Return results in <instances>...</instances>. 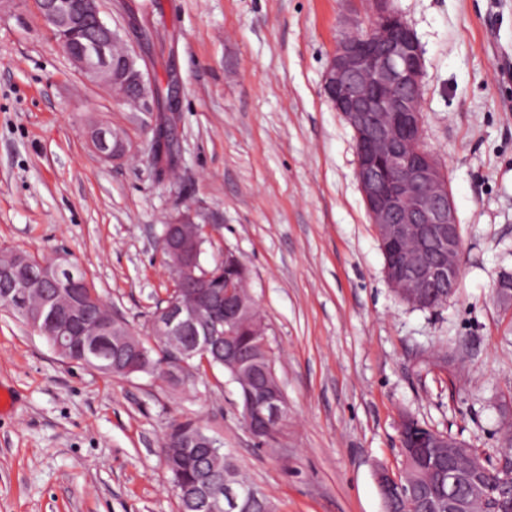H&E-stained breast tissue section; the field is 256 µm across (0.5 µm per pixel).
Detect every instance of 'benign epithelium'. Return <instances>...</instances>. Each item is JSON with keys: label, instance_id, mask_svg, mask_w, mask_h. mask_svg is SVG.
<instances>
[{"label": "benign epithelium", "instance_id": "obj_1", "mask_svg": "<svg viewBox=\"0 0 512 512\" xmlns=\"http://www.w3.org/2000/svg\"><path fill=\"white\" fill-rule=\"evenodd\" d=\"M104 0H35L40 19L74 68L88 80L104 85L127 101L148 102L158 87L141 69L135 52L125 45L120 29L103 17ZM373 11L368 35L354 30L341 38L322 77L324 95L344 116L354 133L357 163L355 179L378 240L387 252L386 279L402 300L414 307L427 305L428 297L441 303L447 295L438 292L457 287L461 251L460 224L445 171L421 146L423 54L413 29L391 7V0H370ZM164 112L154 116L152 141L165 159L175 135L174 111L177 86L168 82ZM89 146L103 161L122 158L128 144L118 133L100 125L91 129ZM208 240V225L195 221L190 211L181 212L164 225L159 246L168 256L172 285L165 303L148 320V333L133 343L120 339L125 320L112 311L100 315L86 304L87 279L75 265L61 257L47 272L23 256L0 264V299L8 309L28 316V327L40 334L44 319L59 329L66 341L56 353L72 361L73 338L92 331L114 334L118 344L131 348L135 359L147 356L155 339H181L191 333L182 353L202 356L224 343V365L235 370L250 362L256 350H243L236 339V324L244 303L242 284L224 282V290L207 289L210 273L200 262L202 245ZM27 265L25 281L17 283L12 266ZM499 303L512 307V280L496 283ZM249 397L243 419L256 440L276 433L288 420V401L280 382H271L268 370L235 376ZM412 417L404 415L398 425L403 458L413 452L431 458L453 480L457 472L474 471L480 463L473 451L450 434L432 433L415 441ZM380 495L391 502L401 478L388 468L376 473ZM264 495L238 470L224 480L209 483L203 492L185 488L180 498L201 512H241L246 503ZM487 500L483 484L468 483L467 492L448 488V512H479Z\"/></svg>", "mask_w": 512, "mask_h": 512}]
</instances>
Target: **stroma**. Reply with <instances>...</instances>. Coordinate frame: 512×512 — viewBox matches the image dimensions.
I'll return each instance as SVG.
<instances>
[{"label": "stroma", "instance_id": "1", "mask_svg": "<svg viewBox=\"0 0 512 512\" xmlns=\"http://www.w3.org/2000/svg\"><path fill=\"white\" fill-rule=\"evenodd\" d=\"M424 57L423 140L448 174L461 277L434 310L400 301L354 177L353 132L322 75L369 0H106L127 46L180 87L175 179L159 175L146 105L78 75L32 0H0V247L70 253L135 330L170 274L164 224L210 226L266 326L288 428L259 446L235 383L213 369L170 388L67 362L0 309V512H177L160 457L172 420L203 417L276 512H383L375 470H402L410 415L483 457L512 422V0H393ZM100 123L127 157L87 148Z\"/></svg>", "mask_w": 512, "mask_h": 512}]
</instances>
